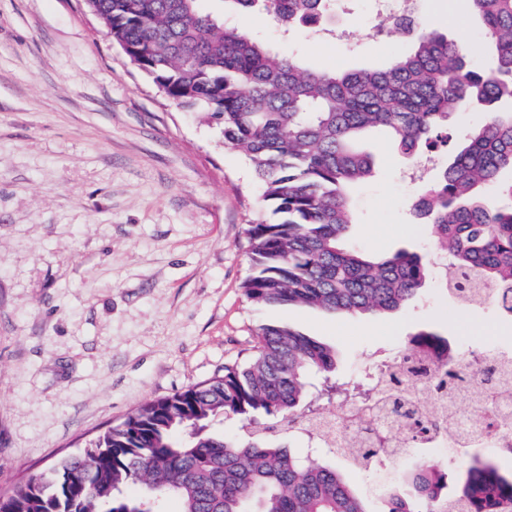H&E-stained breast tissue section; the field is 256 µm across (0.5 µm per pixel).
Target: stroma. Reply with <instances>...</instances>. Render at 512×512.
<instances>
[{
  "label": "stroma",
  "mask_w": 512,
  "mask_h": 512,
  "mask_svg": "<svg viewBox=\"0 0 512 512\" xmlns=\"http://www.w3.org/2000/svg\"><path fill=\"white\" fill-rule=\"evenodd\" d=\"M248 32L313 69L387 65L432 28L467 31L475 67L490 63L459 0H418L412 32L381 22L374 0H349L336 27L346 43L310 29L283 33L266 15ZM483 119L462 111L423 179L384 135L370 142L373 176L351 192L350 240L386 255L435 250L413 204L438 177L451 147ZM248 159L223 125L174 105L113 43L85 0H0V492L89 446L145 403L223 374L252 354L260 324L286 320L336 348L337 372L355 382L428 327L478 354L512 351V317L493 304L454 303L438 277L418 300L385 316L254 305L246 230L265 219ZM420 449L367 469L347 468L378 512V496L414 467ZM464 474L474 458L512 468L489 447L433 448Z\"/></svg>",
  "instance_id": "stroma-1"
}]
</instances>
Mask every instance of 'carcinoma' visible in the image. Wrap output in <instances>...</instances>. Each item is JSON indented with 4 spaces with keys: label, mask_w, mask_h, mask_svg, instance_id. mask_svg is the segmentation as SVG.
Segmentation results:
<instances>
[{
    "label": "carcinoma",
    "mask_w": 512,
    "mask_h": 512,
    "mask_svg": "<svg viewBox=\"0 0 512 512\" xmlns=\"http://www.w3.org/2000/svg\"><path fill=\"white\" fill-rule=\"evenodd\" d=\"M235 12L262 11L284 30L326 25L332 0H225ZM493 50L487 71L437 31L387 66L353 72L310 70L236 26L201 13L196 0H96L119 47L177 106L222 121L224 140L249 160L271 218L248 229L251 274L244 294L262 307L303 305L327 313L382 315L411 302L430 264L416 252L370 255L348 242L351 187L371 176L365 135L384 130L407 159L448 143V120L462 107L485 120L452 152L437 182L415 201L451 269L512 291V205L491 208L484 187L512 168V0H464ZM448 345L431 331L411 345ZM354 389L336 379V349L283 321L257 331L242 367L151 401L1 500L0 512H369L336 458L369 466L380 448H326L298 426ZM217 417L239 424L213 431ZM311 452L295 454L296 438ZM409 492L384 496L382 512H512V475L477 459L448 492V468L422 461Z\"/></svg>",
    "instance_id": "carcinoma-1"
}]
</instances>
